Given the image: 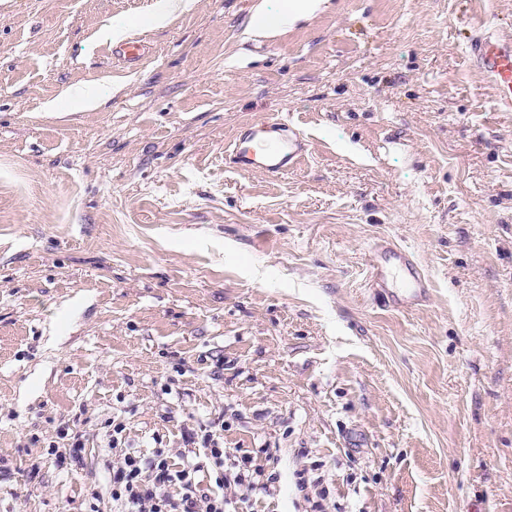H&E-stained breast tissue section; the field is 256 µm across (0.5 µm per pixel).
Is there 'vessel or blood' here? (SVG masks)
<instances>
[{"mask_svg":"<svg viewBox=\"0 0 512 512\" xmlns=\"http://www.w3.org/2000/svg\"><path fill=\"white\" fill-rule=\"evenodd\" d=\"M467 52L494 93L499 111L512 112V39L487 32L473 37ZM154 54L146 38L133 37L113 47L112 56L136 69ZM308 142L292 123L279 118L246 123L224 148V164L241 174L261 173L269 178L287 175L301 163ZM371 286L385 303L413 309L428 302L432 283L406 248L377 243L370 264Z\"/></svg>","mask_w":512,"mask_h":512,"instance_id":"obj_1","label":"vessel or blood"}]
</instances>
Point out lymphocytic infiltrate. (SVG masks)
Returning <instances> with one entry per match:
<instances>
[{
	"label": "lymphocytic infiltrate",
	"instance_id": "1",
	"mask_svg": "<svg viewBox=\"0 0 512 512\" xmlns=\"http://www.w3.org/2000/svg\"><path fill=\"white\" fill-rule=\"evenodd\" d=\"M107 446L112 451L110 495L112 512H231L248 504L257 492L274 494L277 473H265L254 458L224 445V431L216 427L185 429L182 438L189 449H202L203 460L183 455L171 461L168 449L159 448L145 457L128 444L122 423L104 422ZM207 479H200V472Z\"/></svg>",
	"mask_w": 512,
	"mask_h": 512
}]
</instances>
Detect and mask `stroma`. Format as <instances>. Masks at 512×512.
Returning <instances> with one entry per match:
<instances>
[{
    "instance_id": "obj_1",
    "label": "stroma",
    "mask_w": 512,
    "mask_h": 512,
    "mask_svg": "<svg viewBox=\"0 0 512 512\" xmlns=\"http://www.w3.org/2000/svg\"><path fill=\"white\" fill-rule=\"evenodd\" d=\"M287 8L0 0V512H112V416L145 454L224 420L281 476L249 512H295L313 467L339 512H512V112L465 53L512 0H324L256 34ZM116 29L156 44L139 71ZM265 117L305 161L225 168ZM383 238L425 306L376 296ZM397 279L399 288L394 286ZM370 280L377 295L398 309H414L430 299L431 280L420 270L410 251L392 242L383 241L375 245Z\"/></svg>"
}]
</instances>
